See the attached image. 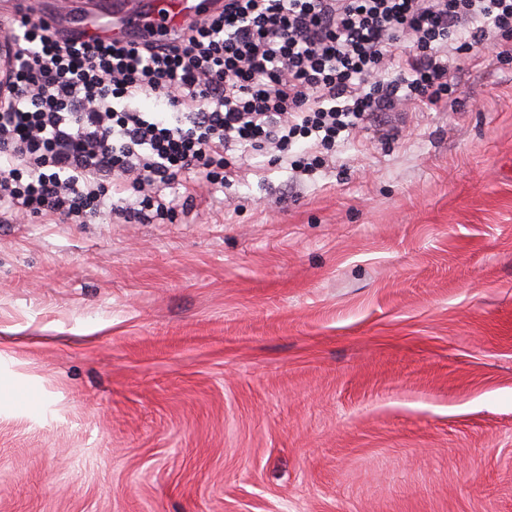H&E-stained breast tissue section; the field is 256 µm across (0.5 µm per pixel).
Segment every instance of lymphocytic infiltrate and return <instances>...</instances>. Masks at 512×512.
<instances>
[{
	"instance_id": "1",
	"label": "lymphocytic infiltrate",
	"mask_w": 512,
	"mask_h": 512,
	"mask_svg": "<svg viewBox=\"0 0 512 512\" xmlns=\"http://www.w3.org/2000/svg\"><path fill=\"white\" fill-rule=\"evenodd\" d=\"M10 35L0 222L163 224L182 176L217 191L233 163H288L301 138L314 171L340 135L455 94L449 50L492 39L512 59V0H212L166 40L30 18ZM148 94L157 111L138 108Z\"/></svg>"
}]
</instances>
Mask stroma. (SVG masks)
I'll list each match as a JSON object with an SVG mask.
<instances>
[{"mask_svg": "<svg viewBox=\"0 0 512 512\" xmlns=\"http://www.w3.org/2000/svg\"><path fill=\"white\" fill-rule=\"evenodd\" d=\"M496 52L174 223H0V512H512Z\"/></svg>", "mask_w": 512, "mask_h": 512, "instance_id": "obj_1", "label": "stroma"}]
</instances>
